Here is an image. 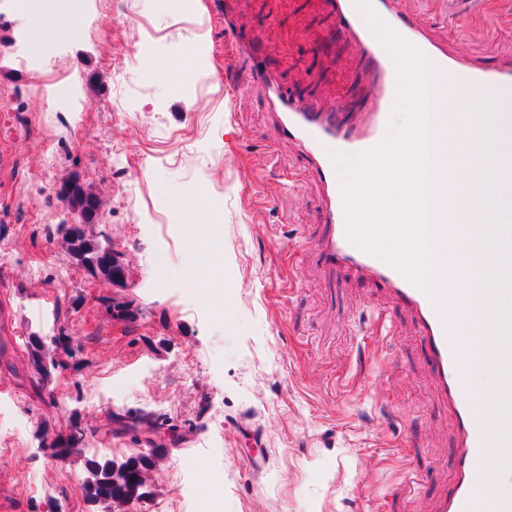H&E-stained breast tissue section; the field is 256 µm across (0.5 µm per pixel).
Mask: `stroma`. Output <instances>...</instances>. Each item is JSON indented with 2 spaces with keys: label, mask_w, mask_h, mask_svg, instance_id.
Here are the masks:
<instances>
[{
  "label": "stroma",
  "mask_w": 512,
  "mask_h": 512,
  "mask_svg": "<svg viewBox=\"0 0 512 512\" xmlns=\"http://www.w3.org/2000/svg\"><path fill=\"white\" fill-rule=\"evenodd\" d=\"M399 7L474 65L512 57V0ZM226 9L285 90L356 98L330 0H78L76 31L38 45L32 13L0 0V512H103L83 497L85 457L145 449L118 415L179 433L133 512H435L453 485L455 422L415 318L323 263L321 188L247 58L224 86ZM181 55L198 85L169 75ZM71 175L103 201L92 231L126 287L61 242ZM112 297L135 319H113ZM61 332L76 353L41 378L26 342ZM74 417L86 446L56 458L41 436Z\"/></svg>",
  "instance_id": "35a3bbf8"
}]
</instances>
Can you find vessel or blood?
I'll use <instances>...</instances> for the list:
<instances>
[{
  "label": "vessel or blood",
  "instance_id": "obj_1",
  "mask_svg": "<svg viewBox=\"0 0 512 512\" xmlns=\"http://www.w3.org/2000/svg\"><path fill=\"white\" fill-rule=\"evenodd\" d=\"M379 19L417 47L435 69L445 90L455 93L457 106L436 115L444 134L445 151L456 160L442 179L443 202L438 232L448 246L450 287L424 292L397 269L378 263L375 255L352 243L346 234L341 187L336 180L333 154L351 158L378 145L386 136L396 99V64L366 20L358 0H332L337 35L359 50L368 91L357 117L345 120L338 108L316 98L283 92L266 70L254 47L234 43L225 65L236 58H251L258 83L275 115L280 138L294 142L308 157V171L322 186L321 222L328 228L322 259L328 267L347 266L375 280L392 300L412 311L419 324L437 383L453 410L458 432L456 480L439 502L437 512H512V496L489 505L482 493L488 482V453L497 441V420L475 408L467 392L466 377L472 364L496 370L512 360V321L497 315L501 303L512 297V276L484 272L477 288L461 287L463 272L454 244L469 237L487 244L498 240L497 227L512 222V177L494 199L479 190L484 165L475 149L487 128L512 135V59L494 67L474 66L449 54L434 41L423 23L400 12L396 0H370ZM494 94L490 113L469 111L468 105L485 91ZM498 171V164H491ZM479 326L486 347L476 353L460 343L467 329Z\"/></svg>",
  "mask_w": 512,
  "mask_h": 512
}]
</instances>
